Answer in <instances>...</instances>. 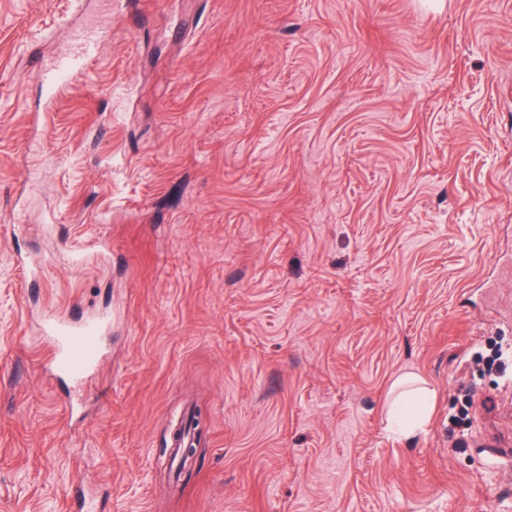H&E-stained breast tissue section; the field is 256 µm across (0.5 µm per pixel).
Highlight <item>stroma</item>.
<instances>
[{"label":"stroma","mask_w":512,"mask_h":512,"mask_svg":"<svg viewBox=\"0 0 512 512\" xmlns=\"http://www.w3.org/2000/svg\"><path fill=\"white\" fill-rule=\"evenodd\" d=\"M76 9L0 0V512H512V0H112L52 98ZM107 37V30L75 21L68 47L39 70L40 79L60 90L66 82L91 69ZM106 327L98 316L75 321L66 313L45 315L41 335L47 342L51 372L79 383L93 377L104 356L102 335ZM393 402L388 416L393 417L405 434L414 435L430 414V391L412 378L395 385Z\"/></svg>","instance_id":"stroma-1"}]
</instances>
